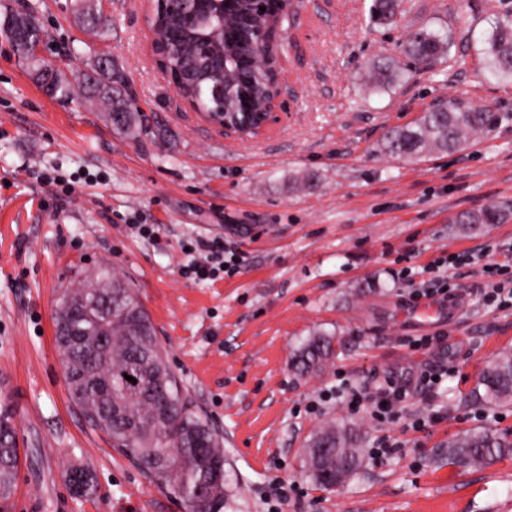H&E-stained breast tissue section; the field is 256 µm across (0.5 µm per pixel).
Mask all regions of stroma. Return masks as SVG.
<instances>
[{
  "instance_id": "1",
  "label": "stroma",
  "mask_w": 512,
  "mask_h": 512,
  "mask_svg": "<svg viewBox=\"0 0 512 512\" xmlns=\"http://www.w3.org/2000/svg\"><path fill=\"white\" fill-rule=\"evenodd\" d=\"M469 2L451 49L464 65L407 72L377 92L369 62L397 56L416 29L454 27L459 0H404L392 26L372 21L373 0H299L280 58L286 115L254 142L181 105L152 61L144 0H102L111 25L96 36L75 19L74 0H42L43 56L74 86L67 98L48 96L0 36V371L14 378L7 398L29 449L16 480L60 481L81 465L97 483L94 495L44 512H186L70 401L56 300L104 264L132 286L175 375L224 440V512H267L282 484L299 489L282 512H512V457L463 474L440 458L466 430L512 431V407L472 398L480 373L512 348V306L485 303L474 264L448 269L451 297L409 298L410 282L429 279L442 255L512 257V220L473 232L457 224L490 203L512 207V83L483 65L486 35L512 0ZM98 53L123 72L149 134L128 138L79 92ZM449 96L492 106L493 124L453 154H385L389 128ZM134 224L152 235L132 234ZM197 237L236 247L235 270L184 278ZM316 333L332 337L336 358L299 374L293 358ZM440 364L441 383L414 390L399 420L382 424L336 401L346 385L413 381ZM437 412L443 420L410 429ZM330 420L355 429L364 461L348 486L326 490L310 478L305 450ZM387 435L400 446L377 455Z\"/></svg>"
}]
</instances>
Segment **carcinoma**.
Here are the masks:
<instances>
[{"mask_svg":"<svg viewBox=\"0 0 512 512\" xmlns=\"http://www.w3.org/2000/svg\"><path fill=\"white\" fill-rule=\"evenodd\" d=\"M377 13L396 22L401 0H375ZM77 14L93 32L110 24L102 14L89 17L88 0H76ZM39 4L27 0L23 10L6 14L0 32L13 40L14 29L33 27L31 41L46 37L36 24ZM226 34L237 43L248 34L242 6ZM484 48L486 71L494 78L512 81V17H500L491 27ZM451 47L447 33L420 28L403 44L402 55L413 69L431 70L442 62ZM228 70H233V52H227ZM222 60L212 59L188 39L177 57L168 58V68L182 73L184 91L200 112H216L215 85L224 82ZM400 61L388 58L373 65L370 84L387 91L401 74ZM82 93L108 106V119L120 132L136 139L146 131L142 114L124 109L128 86L120 71L109 66L87 75ZM38 84L50 96L67 97L72 87L57 71L42 73ZM254 99L263 102L274 92L273 70L254 75ZM492 110L471 106L458 99H440L413 122L389 129L384 150L398 159L420 160L433 154L454 153L484 133L492 124ZM512 218V208L498 205L468 211L461 224H500ZM81 331L78 342L60 348L72 401L81 409L86 423L104 433L112 447L134 461L155 485L183 499L187 512H222L224 483L209 487L208 494L196 495L198 486L211 479V466L224 465V442L197 411L171 370L152 321L128 282L104 266L86 277L76 288L61 291L55 311V341L64 327ZM332 339L317 335L309 339L295 358L300 374L318 372L334 358ZM131 376L136 382L125 379ZM474 398L489 408L512 405V349L501 352L478 380ZM512 455V433L473 429L448 441L444 459L461 471L490 466ZM308 468L321 486L329 489L336 476L346 484L362 462L357 435L346 426L328 423L318 429L307 448ZM15 430L0 429V499L10 497L17 472ZM69 471L81 474L80 497L95 491L92 473L82 466Z\"/></svg>","mask_w":512,"mask_h":512,"instance_id":"obj_1","label":"carcinoma"}]
</instances>
